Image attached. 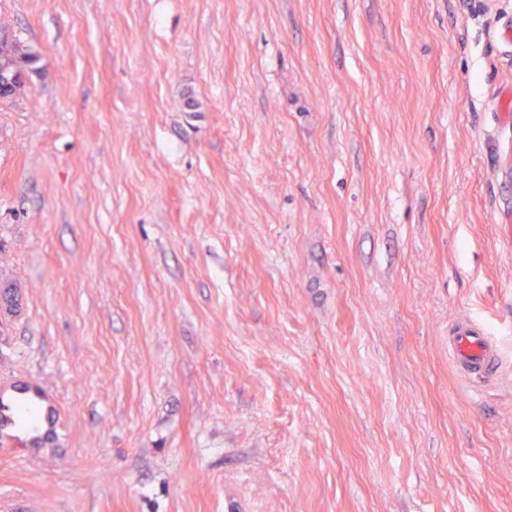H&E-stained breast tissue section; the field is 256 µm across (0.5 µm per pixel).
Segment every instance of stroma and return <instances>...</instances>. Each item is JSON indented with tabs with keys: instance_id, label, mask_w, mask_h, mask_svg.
<instances>
[{
	"instance_id": "stroma-1",
	"label": "stroma",
	"mask_w": 512,
	"mask_h": 512,
	"mask_svg": "<svg viewBox=\"0 0 512 512\" xmlns=\"http://www.w3.org/2000/svg\"><path fill=\"white\" fill-rule=\"evenodd\" d=\"M0 512H512V0H0ZM468 314L499 379L448 359ZM38 62V55L29 46L17 38H3L0 42V85L8 84L17 72L27 76L36 72L34 65Z\"/></svg>"
}]
</instances>
